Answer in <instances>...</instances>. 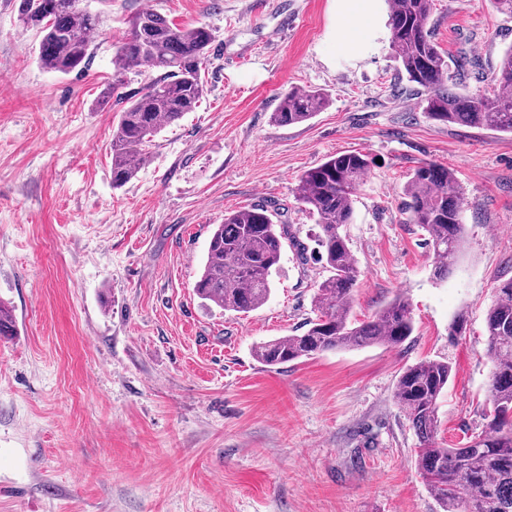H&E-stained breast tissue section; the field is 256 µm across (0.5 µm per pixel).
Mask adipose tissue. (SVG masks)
<instances>
[{"instance_id": "obj_1", "label": "adipose tissue", "mask_w": 512, "mask_h": 512, "mask_svg": "<svg viewBox=\"0 0 512 512\" xmlns=\"http://www.w3.org/2000/svg\"><path fill=\"white\" fill-rule=\"evenodd\" d=\"M328 38L343 48L345 61L364 59L383 32L382 0H332Z\"/></svg>"}]
</instances>
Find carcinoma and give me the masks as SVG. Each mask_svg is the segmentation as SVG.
Returning <instances> with one entry per match:
<instances>
[{
  "instance_id": "cac0c4a2",
  "label": "carcinoma",
  "mask_w": 512,
  "mask_h": 512,
  "mask_svg": "<svg viewBox=\"0 0 512 512\" xmlns=\"http://www.w3.org/2000/svg\"><path fill=\"white\" fill-rule=\"evenodd\" d=\"M388 4L394 57L408 81L425 95L428 116L512 136V46L491 72L493 93L460 91L451 83L448 56L428 27L433 0ZM18 12L23 26L40 30L36 53L44 67L67 75L88 66L98 16L76 4L57 15L44 7L43 0H19ZM212 41L210 29L178 27L154 11L129 18L114 45L112 83L102 93V102L114 98L122 104L112 131V186L120 188L136 177L148 161L153 138L199 108ZM139 67L160 76L133 94L121 92L126 73ZM327 104L321 90L294 87L283 95L274 120L283 126L303 123ZM368 169L366 155L350 152L328 158L299 178L296 199L317 217L315 242L329 276L314 294L316 318L300 334L257 344L254 354L259 362L276 366L327 351L374 344L398 347L412 335L413 320L400 297L367 321L350 320L359 271L344 227L353 221L355 197ZM405 195L407 222L428 234L434 273L444 278L464 241L463 189L450 168L422 162L413 170ZM287 243L304 258L305 244L291 236L288 225L275 223L263 206L225 215L212 230L194 284L196 295L226 312L259 309L270 297ZM496 293L485 314L486 355L494 362L488 383L492 410L479 434L461 448L436 445L438 402L452 376L449 362L416 363L396 384L397 402L419 440L418 470L443 512H512V278Z\"/></svg>"
}]
</instances>
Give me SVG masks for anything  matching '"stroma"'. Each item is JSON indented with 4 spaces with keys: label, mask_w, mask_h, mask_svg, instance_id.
I'll use <instances>...</instances> for the list:
<instances>
[{
    "label": "stroma",
    "mask_w": 512,
    "mask_h": 512,
    "mask_svg": "<svg viewBox=\"0 0 512 512\" xmlns=\"http://www.w3.org/2000/svg\"><path fill=\"white\" fill-rule=\"evenodd\" d=\"M19 0H0V512H442L415 463L418 437L395 386L447 359L439 445L484 425L493 364L484 316L512 278V136L429 118L397 89L388 38L356 63L326 40L332 0H80L99 15L79 74L41 66ZM153 10L214 40L197 111L155 137L147 164L112 185L120 107L100 105L130 16ZM430 28L455 78L487 91L512 46L491 0H434ZM293 87L322 89L314 118L273 119ZM358 151L370 167L346 233L360 271L352 314L403 298L414 332L269 367L256 343L302 332L326 271L300 176ZM451 168L466 236L444 278L427 233L406 221L418 163ZM309 249L285 248L267 303L225 312L193 292L212 227L255 205ZM466 330L448 337L457 315Z\"/></svg>",
    "instance_id": "1"
}]
</instances>
